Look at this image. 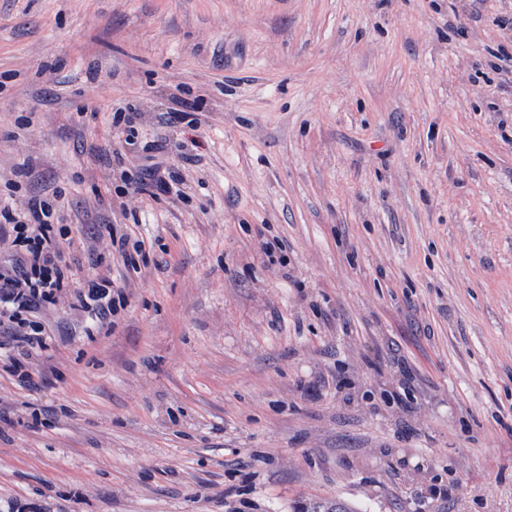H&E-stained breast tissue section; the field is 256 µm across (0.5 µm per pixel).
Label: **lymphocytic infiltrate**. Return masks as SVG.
I'll use <instances>...</instances> for the list:
<instances>
[{"label": "lymphocytic infiltrate", "mask_w": 512, "mask_h": 512, "mask_svg": "<svg viewBox=\"0 0 512 512\" xmlns=\"http://www.w3.org/2000/svg\"><path fill=\"white\" fill-rule=\"evenodd\" d=\"M52 215V204L38 198L18 216L0 209V233L10 236L15 248L10 268H0V328L7 332L0 354L27 387L34 384L30 365L48 350L51 337L32 314L70 286L72 259L56 240Z\"/></svg>", "instance_id": "obj_1"}]
</instances>
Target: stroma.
Returning a JSON list of instances; mask_svg holds the SVG:
<instances>
[{
  "label": "stroma",
  "instance_id": "obj_1",
  "mask_svg": "<svg viewBox=\"0 0 512 512\" xmlns=\"http://www.w3.org/2000/svg\"><path fill=\"white\" fill-rule=\"evenodd\" d=\"M32 197L125 306L0 360V512H512V0H0ZM94 229H96L97 234L103 235L104 231H108V234L111 239L112 249L117 251L125 261V266L128 270H133L137 272L140 267V262L145 265L148 262L150 249H146L145 243L140 240H135L132 243V250L134 253L129 251L130 239L126 234H122L119 237L117 235H113L112 228L110 224H97Z\"/></svg>",
  "mask_w": 512,
  "mask_h": 512
}]
</instances>
